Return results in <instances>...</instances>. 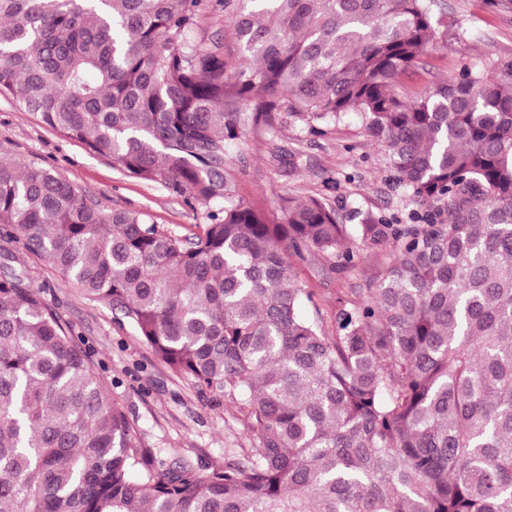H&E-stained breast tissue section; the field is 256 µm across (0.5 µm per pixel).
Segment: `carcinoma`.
Instances as JSON below:
<instances>
[{
    "label": "carcinoma",
    "instance_id": "1",
    "mask_svg": "<svg viewBox=\"0 0 512 512\" xmlns=\"http://www.w3.org/2000/svg\"><path fill=\"white\" fill-rule=\"evenodd\" d=\"M436 0H0V99L209 205L181 238L0 148V238L245 415L255 448L165 470L74 330L0 251V512H512V59L409 100ZM224 14L233 46L190 33ZM359 112L418 224L235 199L227 153ZM393 244L336 334L292 259Z\"/></svg>",
    "mask_w": 512,
    "mask_h": 512
}]
</instances>
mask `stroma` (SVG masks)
I'll return each mask as SVG.
<instances>
[{
	"instance_id": "1",
	"label": "stroma",
	"mask_w": 512,
	"mask_h": 512,
	"mask_svg": "<svg viewBox=\"0 0 512 512\" xmlns=\"http://www.w3.org/2000/svg\"><path fill=\"white\" fill-rule=\"evenodd\" d=\"M437 32L455 26L456 38L437 42L402 81L413 99L430 87L458 78L464 68L512 58V0H440ZM0 147L17 158L54 169L74 182L103 210L139 212L180 237L201 233L206 209H191L186 194L163 182H145L124 173L111 160L91 155L29 112L0 100ZM239 169L235 195L252 206L279 215L284 200H327L341 223H360L373 212L408 224L418 203L390 180L386 156L366 131L359 113L322 125L313 133L288 122L277 134L256 129L228 157ZM358 257L336 268L316 254L295 263L299 281L313 300L301 313L336 330V299L360 300L393 255L392 244L361 247ZM32 284L62 322L72 326L107 381L112 397L134 423L135 439L159 461L184 460L219 468L228 448H250L247 420L224 396L198 393L191 380L158 361L128 323L111 306L91 302L64 286L48 262L18 252Z\"/></svg>"
}]
</instances>
